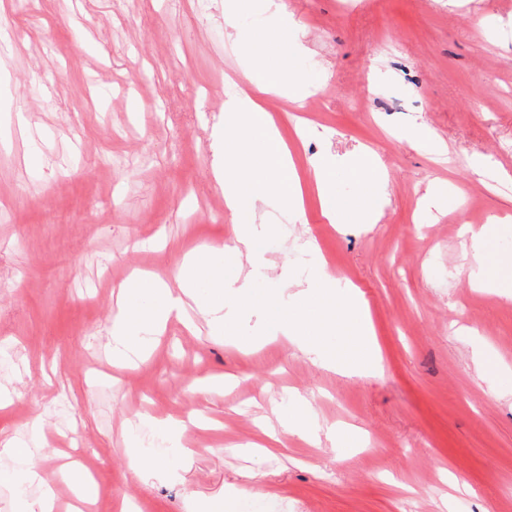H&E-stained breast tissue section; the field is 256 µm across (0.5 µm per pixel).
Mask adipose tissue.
Returning a JSON list of instances; mask_svg holds the SVG:
<instances>
[{
	"label": "adipose tissue",
	"instance_id": "obj_1",
	"mask_svg": "<svg viewBox=\"0 0 512 512\" xmlns=\"http://www.w3.org/2000/svg\"><path fill=\"white\" fill-rule=\"evenodd\" d=\"M267 9L276 22L260 33L258 44L275 53L280 65L250 77L253 95L224 102V127L229 135L224 139L223 165L217 184L224 195L225 208L236 218L231 234L224 242L207 246L205 251L187 254L175 284L138 275L129 278L123 285L125 307L112 324L110 353L120 360L142 355L151 337L160 335L170 319L182 316L184 296L204 282L215 291H230L239 307L259 305L272 312L285 327L297 332L299 343L319 346L326 359L344 374L376 377L382 372L383 361L370 340L367 308L356 289L338 288L328 272L316 271L298 292L299 297L315 302L310 317L303 318L290 314L280 295L256 294L247 278L225 280L222 271L212 264L216 254L230 258L237 267L245 263L265 264L258 247L254 214L260 205L271 201L284 209L300 211L305 182L313 183L323 216L331 221L337 217L338 161L319 154L309 158L306 172H299L292 152L265 107V99L271 95L288 96L298 103L305 98L303 78L291 62L300 46L287 4L285 0H269ZM348 168L351 176L363 185L362 193L351 206V219L359 224L378 223L382 216L381 185L388 178L384 164L376 152L366 149L349 162ZM145 292L153 296L147 307L138 302ZM9 454L15 463L18 489L34 485L41 490L37 505L19 500L17 512H53L50 475L41 470L26 445H15Z\"/></svg>",
	"mask_w": 512,
	"mask_h": 512
}]
</instances>
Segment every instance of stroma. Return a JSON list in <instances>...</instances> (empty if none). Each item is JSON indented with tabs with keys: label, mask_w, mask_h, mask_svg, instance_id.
I'll list each match as a JSON object with an SVG mask.
<instances>
[{
	"label": "stroma",
	"mask_w": 512,
	"mask_h": 512,
	"mask_svg": "<svg viewBox=\"0 0 512 512\" xmlns=\"http://www.w3.org/2000/svg\"><path fill=\"white\" fill-rule=\"evenodd\" d=\"M311 94L268 100L299 171L374 148L388 169L378 224L259 208L258 292L326 263L368 305L384 363L345 376L256 309L231 335L170 322L147 360L105 350L119 285L175 281L225 238L215 173L224 87L268 67L242 43L270 23L247 0H10L0 12V443L41 421L38 460L68 512L79 459L92 512H512V0H286ZM485 168L475 173L474 159ZM433 191L441 210L420 206ZM499 225L493 262L462 225ZM485 270L495 288L475 287ZM277 342L252 354L256 337ZM220 377L224 392H191ZM308 399L335 438L256 447L258 422ZM181 428L182 462L155 421ZM139 435L159 473L141 481Z\"/></svg>",
	"instance_id": "obj_1"
}]
</instances>
